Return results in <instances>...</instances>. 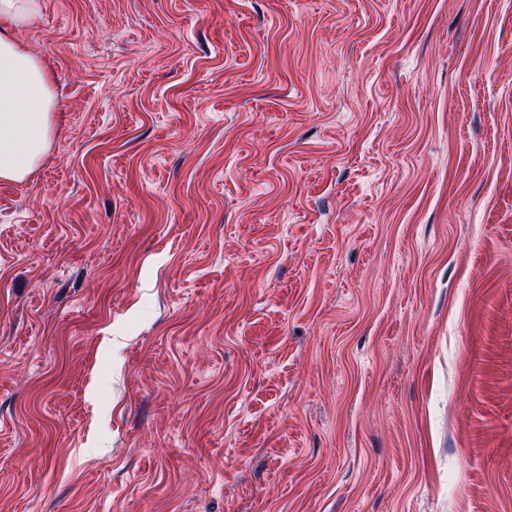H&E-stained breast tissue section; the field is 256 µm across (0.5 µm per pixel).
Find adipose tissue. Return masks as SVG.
Returning <instances> with one entry per match:
<instances>
[{
	"instance_id": "adipose-tissue-1",
	"label": "adipose tissue",
	"mask_w": 512,
	"mask_h": 512,
	"mask_svg": "<svg viewBox=\"0 0 512 512\" xmlns=\"http://www.w3.org/2000/svg\"><path fill=\"white\" fill-rule=\"evenodd\" d=\"M43 0H0V181L32 175L51 145L58 108L44 62L21 39L41 18Z\"/></svg>"
}]
</instances>
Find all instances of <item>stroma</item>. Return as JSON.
<instances>
[{
    "label": "stroma",
    "instance_id": "stroma-1",
    "mask_svg": "<svg viewBox=\"0 0 512 512\" xmlns=\"http://www.w3.org/2000/svg\"><path fill=\"white\" fill-rule=\"evenodd\" d=\"M0 182V512H512V0H45ZM43 0H0V181L32 175L51 145L58 109L50 75L20 38L42 16Z\"/></svg>",
    "mask_w": 512,
    "mask_h": 512
}]
</instances>
